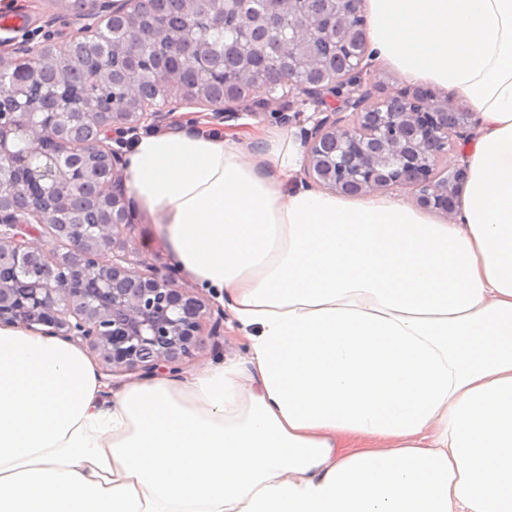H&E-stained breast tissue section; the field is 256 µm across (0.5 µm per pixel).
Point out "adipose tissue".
<instances>
[{"instance_id": "ef3b65f1", "label": "adipose tissue", "mask_w": 512, "mask_h": 512, "mask_svg": "<svg viewBox=\"0 0 512 512\" xmlns=\"http://www.w3.org/2000/svg\"><path fill=\"white\" fill-rule=\"evenodd\" d=\"M376 60L480 118L454 223L299 185L267 130L140 136L127 189L244 356L104 382L0 326V512H512V0H366Z\"/></svg>"}]
</instances>
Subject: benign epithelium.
Here are the masks:
<instances>
[{
  "label": "benign epithelium",
  "instance_id": "obj_1",
  "mask_svg": "<svg viewBox=\"0 0 512 512\" xmlns=\"http://www.w3.org/2000/svg\"><path fill=\"white\" fill-rule=\"evenodd\" d=\"M333 2L336 15L347 17L334 28L306 11L304 0H266L262 12H241L243 28L275 32L294 57L317 33L336 40L348 56L330 78L308 79L298 63L292 73L264 75L256 86L227 83L221 98L181 93L180 99L202 103L212 118L230 121L261 90L265 97L255 107H276L280 98L267 92L272 84L296 90L318 107L319 118L303 134L306 170L319 186L356 197L410 188L417 207L453 220L466 167L437 169L455 142L473 136L477 113L453 96L420 88L376 95V85L365 80L362 0ZM148 4L88 0L75 16L79 27L72 43L96 39L102 24L116 20L137 27ZM181 48L195 69L207 70L202 39L190 37ZM56 51L49 42L29 40L20 47L27 61L0 55V73L32 69ZM176 84V74H169L168 83L140 111H113L107 122L81 86L63 83L47 96L0 84V102L9 107L0 113V170L11 173L10 188L0 187V325L33 331L46 326L48 334L89 349L110 377L129 371L142 377L178 375L206 340L224 335V309L190 294L176 268L158 267L140 254L130 258L119 238L129 227L131 203L123 178L125 154L119 149L122 135L172 112L168 105ZM77 122L85 129L79 152L70 138ZM86 178L102 186L99 218L94 224L68 223L61 216L75 211L73 189ZM44 228L66 242V252L52 258L43 254ZM104 253L112 254L107 265L100 263Z\"/></svg>",
  "mask_w": 512,
  "mask_h": 512
}]
</instances>
